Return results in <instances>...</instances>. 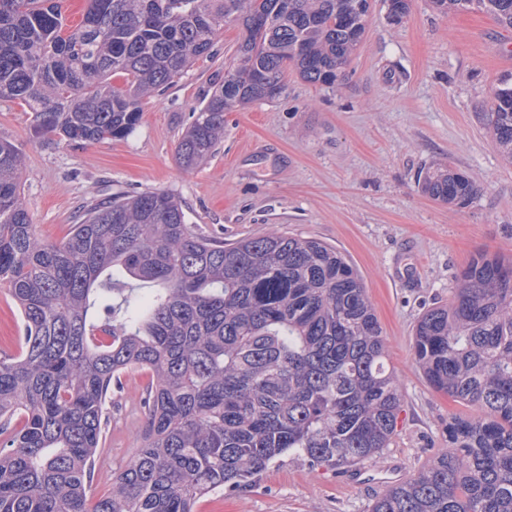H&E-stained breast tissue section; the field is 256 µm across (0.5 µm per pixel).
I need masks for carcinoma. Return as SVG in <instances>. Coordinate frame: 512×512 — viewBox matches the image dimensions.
Returning a JSON list of instances; mask_svg holds the SVG:
<instances>
[{
    "instance_id": "cac0c4a2",
    "label": "carcinoma",
    "mask_w": 512,
    "mask_h": 512,
    "mask_svg": "<svg viewBox=\"0 0 512 512\" xmlns=\"http://www.w3.org/2000/svg\"><path fill=\"white\" fill-rule=\"evenodd\" d=\"M512 30V0H430ZM401 23L409 0H386ZM372 0H88L68 27L56 0H0V102L40 137L127 138L141 100L210 57L224 24L240 36L224 81L176 147L211 158L224 113L272 101L294 70L332 88L358 49ZM512 161V75L481 113ZM22 157L0 137V285L24 343L0 357V512H194L252 485L284 458L339 471L391 442L400 387L361 276L334 247L271 232L226 246L199 235L160 191L87 206L65 238L38 234L20 193ZM421 192L465 207L478 187L430 166ZM429 385L476 415L448 421V447L368 512H512V256L478 252L448 303L414 328ZM150 373L143 433L112 491L87 508L112 385Z\"/></svg>"
}]
</instances>
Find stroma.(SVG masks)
I'll return each mask as SVG.
<instances>
[{
	"label": "stroma",
	"mask_w": 512,
	"mask_h": 512,
	"mask_svg": "<svg viewBox=\"0 0 512 512\" xmlns=\"http://www.w3.org/2000/svg\"><path fill=\"white\" fill-rule=\"evenodd\" d=\"M239 37L229 22L211 58L143 99L126 139L84 146L33 135L28 112L0 103V135L23 155L22 196L39 233L59 241L80 208L116 191L178 198L201 235L233 243L270 230L320 239L363 278L395 371L402 407L389 448L342 475L285 461L253 486L201 499L196 512H367L396 472L408 481L448 445L452 398L425 380L413 351L419 316L446 302L476 252L512 256V164L493 148L480 115L512 73V31L480 11L437 12L411 0L394 25L375 0L365 39L336 87L288 74L287 90L224 115L213 157L186 169L175 147L192 112L224 76ZM467 172L481 193L465 208L423 195L425 166ZM146 374L123 377L107 405L92 493L140 444Z\"/></svg>",
	"instance_id": "35a3bbf8"
}]
</instances>
